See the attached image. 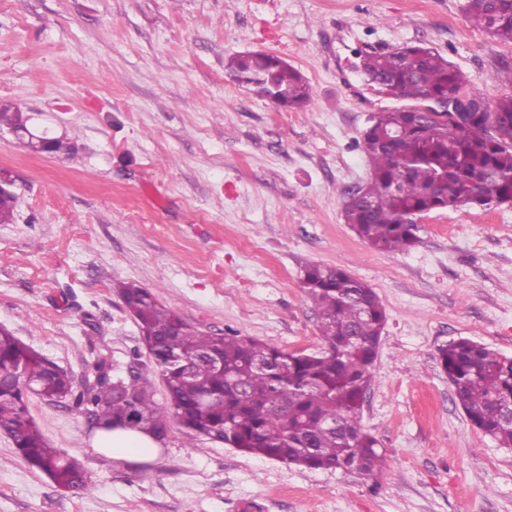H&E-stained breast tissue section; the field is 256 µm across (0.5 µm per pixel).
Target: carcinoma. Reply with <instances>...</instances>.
Here are the masks:
<instances>
[{"label":"carcinoma","instance_id":"obj_1","mask_svg":"<svg viewBox=\"0 0 512 512\" xmlns=\"http://www.w3.org/2000/svg\"><path fill=\"white\" fill-rule=\"evenodd\" d=\"M472 27L512 44V0H467ZM361 69L397 91L410 105L378 112L363 132L371 177L344 195L342 216L356 235L380 251H406L418 243L416 219L469 204H512V95L489 100L467 120H435L414 109L426 98L464 88L463 73L431 48L411 44L371 51ZM234 81L260 98L298 110L312 89L299 70L265 52L229 59ZM301 284L319 319L323 351L285 352L239 335L195 329L147 288L119 285L134 313L151 361L160 373L166 405L154 401L137 371L112 386L107 367L91 387L77 389L67 371L0 330V432L32 468L59 487L92 484L72 456L51 447L30 415L28 392L15 371L51 402L71 401L99 428L146 432L161 441L169 417L190 438L205 437L242 452L306 469L356 471L372 477L386 466L360 411L386 323L376 291L340 267L308 263ZM438 363L468 420L503 448H512V358L460 338L441 347Z\"/></svg>","mask_w":512,"mask_h":512}]
</instances>
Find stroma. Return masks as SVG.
Masks as SVG:
<instances>
[{
	"label": "stroma",
	"instance_id": "stroma-1",
	"mask_svg": "<svg viewBox=\"0 0 512 512\" xmlns=\"http://www.w3.org/2000/svg\"><path fill=\"white\" fill-rule=\"evenodd\" d=\"M464 0H0V102L70 139L30 152L0 132L15 218L0 224V328L95 382L146 374L165 389L118 293L150 289L207 334L320 352L301 287L311 262L345 269L386 311L361 409L387 464L374 478L250 455L177 421L154 457L93 446L91 418L30 396L48 443L79 458L92 491L30 468L0 434V512H512V448L473 427L438 363L469 338L512 357V206L460 205L419 221L407 252L373 249L342 218L364 185L371 114L401 107L367 87L359 54L422 43L467 92L512 44L475 30ZM266 51L312 87L285 111L232 80L230 56Z\"/></svg>",
	"mask_w": 512,
	"mask_h": 512
}]
</instances>
